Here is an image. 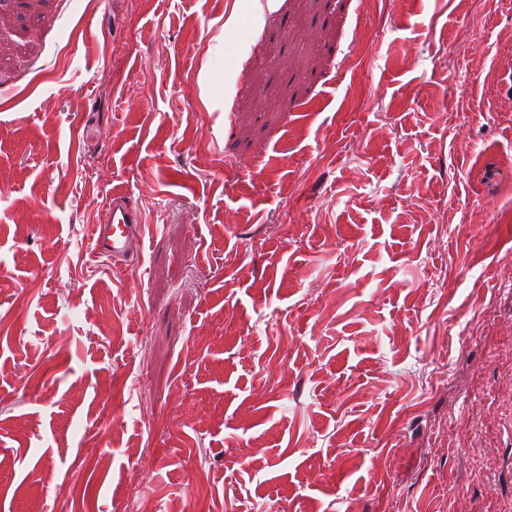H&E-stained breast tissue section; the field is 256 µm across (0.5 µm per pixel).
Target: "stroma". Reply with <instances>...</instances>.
I'll return each mask as SVG.
<instances>
[{
    "mask_svg": "<svg viewBox=\"0 0 512 512\" xmlns=\"http://www.w3.org/2000/svg\"><path fill=\"white\" fill-rule=\"evenodd\" d=\"M511 106L512 0H0V512H495ZM109 218L105 224H96L92 234V250L98 259L125 258L136 237V213L126 196L113 195L108 202Z\"/></svg>",
    "mask_w": 512,
    "mask_h": 512,
    "instance_id": "1",
    "label": "stroma"
}]
</instances>
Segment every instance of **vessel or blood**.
<instances>
[{
  "label": "vessel or blood",
  "mask_w": 512,
  "mask_h": 512,
  "mask_svg": "<svg viewBox=\"0 0 512 512\" xmlns=\"http://www.w3.org/2000/svg\"><path fill=\"white\" fill-rule=\"evenodd\" d=\"M106 223L95 225L92 250L96 257L120 260L127 256L136 237V213L124 196H112L108 203Z\"/></svg>",
  "instance_id": "obj_1"
}]
</instances>
